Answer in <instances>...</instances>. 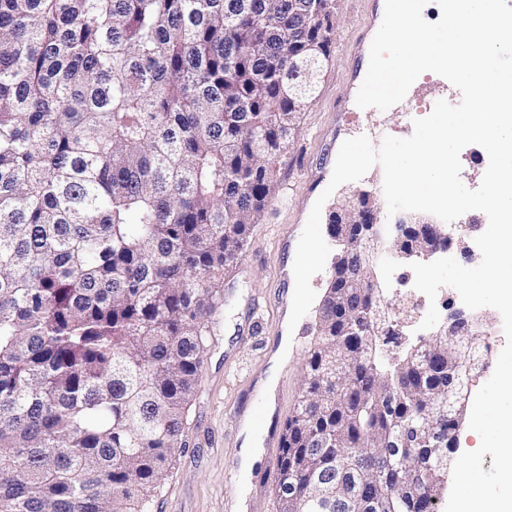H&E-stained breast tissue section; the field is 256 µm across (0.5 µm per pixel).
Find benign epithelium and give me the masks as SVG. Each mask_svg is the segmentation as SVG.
Instances as JSON below:
<instances>
[{"label":"benign epithelium","mask_w":512,"mask_h":512,"mask_svg":"<svg viewBox=\"0 0 512 512\" xmlns=\"http://www.w3.org/2000/svg\"><path fill=\"white\" fill-rule=\"evenodd\" d=\"M374 200L371 192H358L355 203L336 208L335 221L328 225L329 235L338 246L332 276L338 291L344 288L340 282V274L349 273V260L355 243L362 245L366 255V263L359 269L357 275L363 282L367 295L372 297L382 291L375 273L379 242L387 241L393 257L399 261H426L448 248L452 244L453 234L471 237L480 228L478 224L447 226L429 218L416 222L411 215L400 217L392 224H381L376 215ZM481 321L482 316L474 310L455 309L432 333V337L439 339L455 335L477 326Z\"/></svg>","instance_id":"obj_1"}]
</instances>
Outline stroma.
<instances>
[{
  "mask_svg": "<svg viewBox=\"0 0 512 512\" xmlns=\"http://www.w3.org/2000/svg\"><path fill=\"white\" fill-rule=\"evenodd\" d=\"M369 6L366 0H334L330 64L318 93L299 113L293 142L277 163L278 192L254 225L241 259L224 274V307L211 321L205 364L180 449L158 491L152 512H227L235 499L251 512H276L266 472L276 461L280 437L297 397L303 364L316 339V311L289 328L296 248L311 208L328 186L341 144L383 129L406 138L414 118L427 116L421 95L415 115L346 112ZM267 401L264 428L252 432L238 419L241 406ZM257 453L242 463L246 443Z\"/></svg>",
  "mask_w": 512,
  "mask_h": 512,
  "instance_id": "35a3bbf8",
  "label": "stroma"
}]
</instances>
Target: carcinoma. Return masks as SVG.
Listing matches in <instances>:
<instances>
[{
	"label": "carcinoma",
	"mask_w": 512,
	"mask_h": 512,
	"mask_svg": "<svg viewBox=\"0 0 512 512\" xmlns=\"http://www.w3.org/2000/svg\"><path fill=\"white\" fill-rule=\"evenodd\" d=\"M329 2L0 0V512H150ZM381 308L320 304L278 512H434L488 346L387 360Z\"/></svg>",
	"instance_id": "1"
}]
</instances>
